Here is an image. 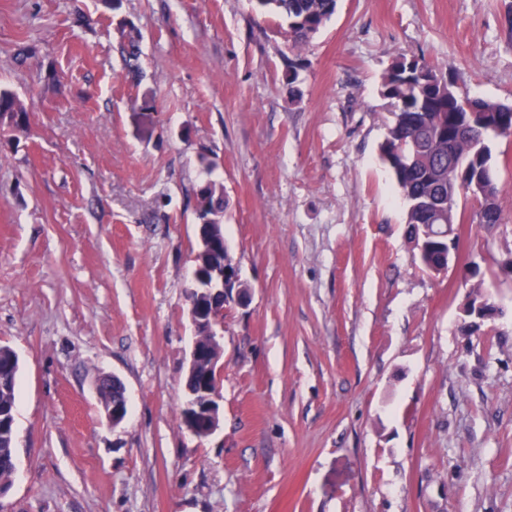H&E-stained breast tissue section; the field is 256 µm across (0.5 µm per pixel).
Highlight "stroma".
I'll use <instances>...</instances> for the list:
<instances>
[{
  "label": "stroma",
  "instance_id": "35a3bbf8",
  "mask_svg": "<svg viewBox=\"0 0 512 512\" xmlns=\"http://www.w3.org/2000/svg\"><path fill=\"white\" fill-rule=\"evenodd\" d=\"M287 53L250 0H0V86L34 105L26 136L0 126V345L20 362L0 512H512V140L490 141L502 223L459 225L442 273L379 156L397 55L512 104V0H337L292 86ZM204 155L252 298L224 313L201 440L180 412ZM476 291L501 313L469 333ZM126 78L133 84H138L143 79L140 65V48L134 37H130L123 56ZM205 396V401L202 405H198V413L203 412V417L205 419L204 429L201 432V436L203 438H208L211 436L219 427L220 423V404L219 399L220 391H219V383H217L216 388L212 391L203 390L202 391Z\"/></svg>",
  "mask_w": 512,
  "mask_h": 512
}]
</instances>
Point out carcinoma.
I'll return each mask as SVG.
<instances>
[{
  "instance_id": "cac0c4a2",
  "label": "carcinoma",
  "mask_w": 512,
  "mask_h": 512,
  "mask_svg": "<svg viewBox=\"0 0 512 512\" xmlns=\"http://www.w3.org/2000/svg\"><path fill=\"white\" fill-rule=\"evenodd\" d=\"M260 17L275 15L288 26L292 58L284 73L292 84L298 61L315 35L331 18L336 0H252ZM129 82L143 79L140 48L129 38L123 56ZM381 95L392 107L394 120L381 143L382 162L393 175L407 202L406 224L419 250L423 267L432 272L442 263L438 241L423 236L421 225L433 223L437 213L461 224H500L498 189L472 196L459 191V177L474 180L490 164V126L503 124L512 137V104L474 98L458 87L456 80L418 57L396 56L381 76ZM34 106L25 104L12 90L0 87V125L26 134L30 130ZM473 202L470 213L459 211V201ZM223 184L207 180L195 192L194 213L199 224H217L224 233ZM16 352L0 345V485H9L13 476L12 426L9 415L16 405L18 370L11 362Z\"/></svg>"
}]
</instances>
